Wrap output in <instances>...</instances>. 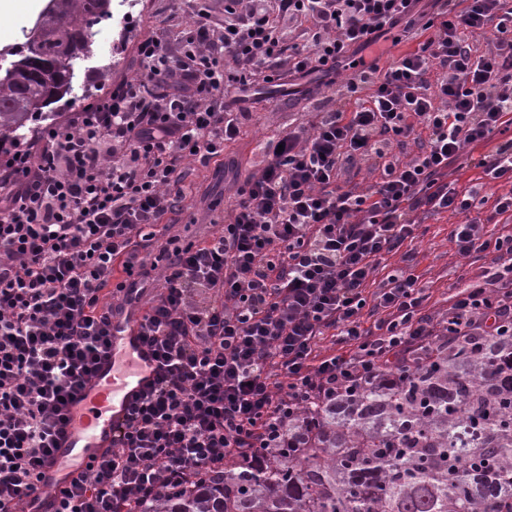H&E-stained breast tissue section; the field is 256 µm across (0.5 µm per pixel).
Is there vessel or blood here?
I'll return each instance as SVG.
<instances>
[{"instance_id": "obj_1", "label": "vessel or blood", "mask_w": 512, "mask_h": 512, "mask_svg": "<svg viewBox=\"0 0 512 512\" xmlns=\"http://www.w3.org/2000/svg\"><path fill=\"white\" fill-rule=\"evenodd\" d=\"M157 363L143 344L132 317L112 321V347L75 404L71 420L44 465L41 492L31 512H51L55 493L97 464L124 427L135 399L154 380Z\"/></svg>"}]
</instances>
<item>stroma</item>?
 I'll return each mask as SVG.
<instances>
[{"label": "stroma", "mask_w": 512, "mask_h": 512, "mask_svg": "<svg viewBox=\"0 0 512 512\" xmlns=\"http://www.w3.org/2000/svg\"><path fill=\"white\" fill-rule=\"evenodd\" d=\"M193 20L186 0H137L128 14L100 25L93 57L79 62L78 77L70 95L54 106L56 118L76 111L86 99L136 74L135 45L143 32L162 29L170 45H178ZM306 96H291L267 85L258 100L250 104L252 119L244 133L226 144L223 164L202 167L189 165L185 179L188 208L182 214L166 216L176 234L194 237L201 226L221 221L233 200L238 184L261 166L259 145L277 131L291 129L306 113L319 112L336 104L335 86L319 78H309ZM458 215L427 216L412 243L416 252V273L437 309H445L449 297L464 282L480 272L472 264L454 256L448 239L451 225L461 223Z\"/></svg>", "instance_id": "1"}]
</instances>
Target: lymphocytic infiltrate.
<instances>
[{"label":"lymphocytic infiltrate","mask_w":512,"mask_h":512,"mask_svg":"<svg viewBox=\"0 0 512 512\" xmlns=\"http://www.w3.org/2000/svg\"><path fill=\"white\" fill-rule=\"evenodd\" d=\"M418 2L225 0L219 31L197 6L179 51L144 34L134 79L12 142L0 162V512H26L39 492L126 308L142 310L156 379L54 512H139L275 447L311 404L444 337L512 332V233L481 229L512 219V0H433L429 14ZM410 32L414 50L386 64L359 56ZM348 69L336 108L261 144L263 164L220 229L172 234L163 219L185 209L187 162L223 157L250 118L242 102L287 77L296 95L301 79ZM481 145L479 168L508 191L448 181ZM358 163L377 181L338 185ZM448 211L463 218L449 232L456 254L489 265L435 315L404 244L418 213ZM153 274L147 301L140 283Z\"/></svg>","instance_id":"f902f5d3"}]
</instances>
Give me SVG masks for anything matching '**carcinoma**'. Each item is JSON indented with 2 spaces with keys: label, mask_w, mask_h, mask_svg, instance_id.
Masks as SVG:
<instances>
[{
  "label": "carcinoma",
  "mask_w": 512,
  "mask_h": 512,
  "mask_svg": "<svg viewBox=\"0 0 512 512\" xmlns=\"http://www.w3.org/2000/svg\"><path fill=\"white\" fill-rule=\"evenodd\" d=\"M110 18L112 0H56L23 31L0 59V143L51 118ZM257 458L142 512H512V335L453 339L315 405Z\"/></svg>",
  "instance_id": "cac0c4a2"
}]
</instances>
